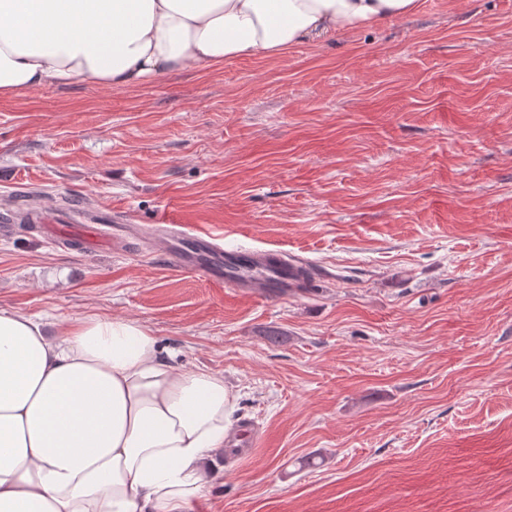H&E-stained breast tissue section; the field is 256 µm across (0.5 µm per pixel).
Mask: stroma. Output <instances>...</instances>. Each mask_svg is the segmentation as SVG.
Masks as SVG:
<instances>
[{
  "label": "stroma",
  "instance_id": "stroma-1",
  "mask_svg": "<svg viewBox=\"0 0 512 512\" xmlns=\"http://www.w3.org/2000/svg\"><path fill=\"white\" fill-rule=\"evenodd\" d=\"M27 198L318 269L258 299L137 246L0 235V308L135 321L223 374L256 435L191 512H512V0L0 97V213Z\"/></svg>",
  "mask_w": 512,
  "mask_h": 512
}]
</instances>
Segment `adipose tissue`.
<instances>
[{"mask_svg":"<svg viewBox=\"0 0 512 512\" xmlns=\"http://www.w3.org/2000/svg\"><path fill=\"white\" fill-rule=\"evenodd\" d=\"M418 0H0V96L123 89L378 26ZM234 401L152 331L96 316L49 334L0 309V512H188Z\"/></svg>","mask_w":512,"mask_h":512,"instance_id":"adipose-tissue-1","label":"adipose tissue"}]
</instances>
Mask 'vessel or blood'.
Listing matches in <instances>:
<instances>
[{
    "label": "vessel or blood",
    "mask_w": 512,
    "mask_h": 512,
    "mask_svg": "<svg viewBox=\"0 0 512 512\" xmlns=\"http://www.w3.org/2000/svg\"><path fill=\"white\" fill-rule=\"evenodd\" d=\"M75 230L89 246L117 249L129 243L134 227L125 224L110 229L86 222ZM149 254L163 257L174 270L201 275L251 297H287L290 291L305 287L302 272L309 267L302 258L269 250H227L212 235L175 234L163 223L156 226Z\"/></svg>",
    "instance_id": "vessel-or-blood-1"
}]
</instances>
